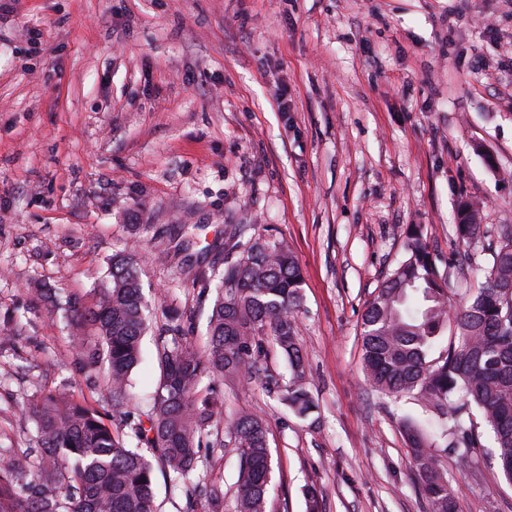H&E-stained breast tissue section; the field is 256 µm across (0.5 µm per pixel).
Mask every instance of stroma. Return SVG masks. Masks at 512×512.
<instances>
[{
	"label": "stroma",
	"mask_w": 512,
	"mask_h": 512,
	"mask_svg": "<svg viewBox=\"0 0 512 512\" xmlns=\"http://www.w3.org/2000/svg\"><path fill=\"white\" fill-rule=\"evenodd\" d=\"M464 199L481 226L468 243ZM228 224L285 242L303 276L316 420L256 382L219 387L225 417L267 420V512H306L311 485L323 512H429L401 426L424 413L368 383L362 315L409 225L450 296L491 271L512 225V0H0V445L27 447L36 384L88 393L62 314L30 310L33 284L92 304L132 247L146 295L201 335L196 278L222 263ZM156 381L148 334L131 410ZM472 420L479 468L442 460L460 512H512L493 434ZM201 455L233 512L237 451ZM476 204L464 201L459 207L456 231L463 242H468L480 232V224L476 220Z\"/></svg>",
	"instance_id": "stroma-1"
}]
</instances>
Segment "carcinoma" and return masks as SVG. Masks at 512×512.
<instances>
[{
	"mask_svg": "<svg viewBox=\"0 0 512 512\" xmlns=\"http://www.w3.org/2000/svg\"><path fill=\"white\" fill-rule=\"evenodd\" d=\"M476 213L473 202L459 207L456 231L464 242L480 232ZM249 229H225L224 269L198 277L204 293L214 292L205 341L191 343L184 314L168 307L154 336L159 376L152 401L136 415L125 407L153 307L134 255L112 256L90 307L70 293L35 289L62 313L69 347L112 414L59 387L36 390L29 403L35 434L27 448H0V512H160L157 469L171 488L189 498L203 495L209 512H224L223 487L201 482L198 468L201 449L222 448L226 438L239 455L234 512H266L272 474L267 421L256 413L224 418L215 383L254 379L300 418L317 406L296 336L300 266L285 243L249 236ZM501 239L485 283L457 301L448 296L421 232L411 228L406 259L385 277L362 316L361 360L370 384L412 397L446 438L441 447L425 425L404 422L410 466L429 512H459L441 458L456 451L481 455L467 424L474 407L494 433L501 473L512 483L511 227L501 228ZM270 350L287 363L289 380L262 365Z\"/></svg>",
	"mask_w": 512,
	"mask_h": 512,
	"instance_id": "cac0c4a2",
	"label": "carcinoma"
}]
</instances>
